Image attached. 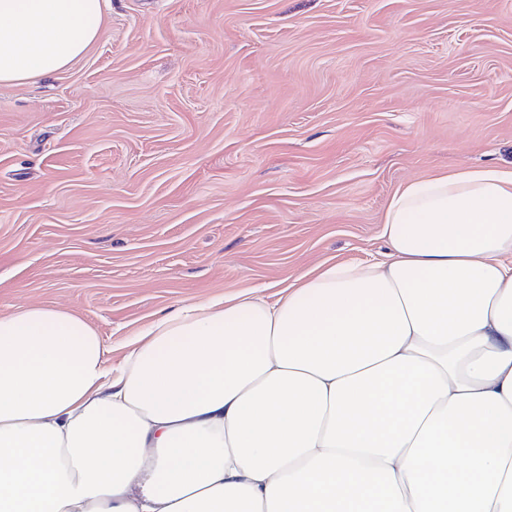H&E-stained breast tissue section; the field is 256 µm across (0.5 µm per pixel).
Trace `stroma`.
<instances>
[{
  "label": "stroma",
  "mask_w": 512,
  "mask_h": 512,
  "mask_svg": "<svg viewBox=\"0 0 512 512\" xmlns=\"http://www.w3.org/2000/svg\"><path fill=\"white\" fill-rule=\"evenodd\" d=\"M512 169V0H106L87 52L0 86V315L111 362L190 301L383 251L403 184Z\"/></svg>",
  "instance_id": "1"
}]
</instances>
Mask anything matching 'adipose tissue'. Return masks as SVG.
I'll return each mask as SVG.
<instances>
[{
	"instance_id": "obj_1",
	"label": "adipose tissue",
	"mask_w": 512,
	"mask_h": 512,
	"mask_svg": "<svg viewBox=\"0 0 512 512\" xmlns=\"http://www.w3.org/2000/svg\"><path fill=\"white\" fill-rule=\"evenodd\" d=\"M105 0H0V84L79 59ZM369 262L185 303L119 364L0 315V512H512V171L402 185Z\"/></svg>"
}]
</instances>
